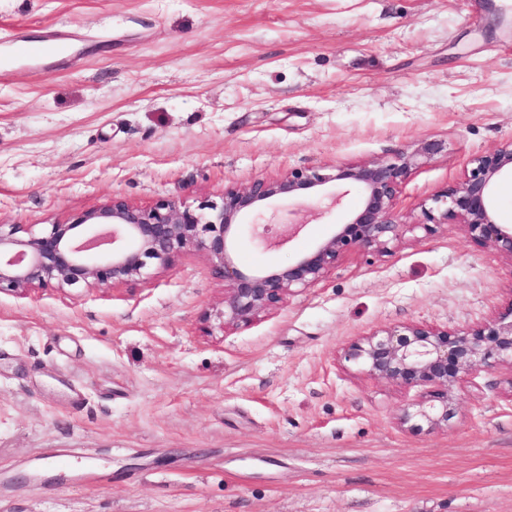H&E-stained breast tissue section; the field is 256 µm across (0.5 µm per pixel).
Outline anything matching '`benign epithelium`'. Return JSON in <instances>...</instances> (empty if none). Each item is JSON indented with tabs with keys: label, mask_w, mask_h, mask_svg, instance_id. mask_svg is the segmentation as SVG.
Here are the masks:
<instances>
[{
	"label": "benign epithelium",
	"mask_w": 512,
	"mask_h": 512,
	"mask_svg": "<svg viewBox=\"0 0 512 512\" xmlns=\"http://www.w3.org/2000/svg\"><path fill=\"white\" fill-rule=\"evenodd\" d=\"M440 144L427 143L386 160L294 168L246 187H227L220 202L197 212L161 198L139 206L112 196L96 209L35 232L27 224L0 228V291L25 294L36 288L135 286L172 267L187 251L205 254L224 281L222 328L259 321L283 306L296 288L324 278L344 257L388 253L408 232L427 233L458 224L474 242L495 249L512 266V225L497 220V184L512 178V140L476 156L462 180L438 191L421 216L408 220L397 200L417 166L431 160ZM354 187L361 203L331 232L284 266L247 270L237 263L236 245L247 219L278 199L329 198ZM307 226L299 212L271 236L268 225L252 224L254 242L266 249L293 241ZM345 361L361 372L405 386H425L426 395L407 408L401 423L429 432L448 426L455 410L454 387L477 370L512 367V307L463 328L412 322L377 329L344 349Z\"/></svg>",
	"instance_id": "benign-epithelium-1"
}]
</instances>
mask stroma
<instances>
[{"label": "stroma", "instance_id": "1", "mask_svg": "<svg viewBox=\"0 0 512 512\" xmlns=\"http://www.w3.org/2000/svg\"><path fill=\"white\" fill-rule=\"evenodd\" d=\"M9 31L68 47L16 58ZM0 61V224L37 232L435 142L397 200L417 215L512 139V0H0ZM359 202L281 248L243 231L238 259L287 264ZM223 301L198 251L134 287L1 291L0 512H512V369L468 376L429 433L399 422L425 387L342 357L507 307L494 250L443 224L252 324L222 330Z\"/></svg>", "mask_w": 512, "mask_h": 512}]
</instances>
